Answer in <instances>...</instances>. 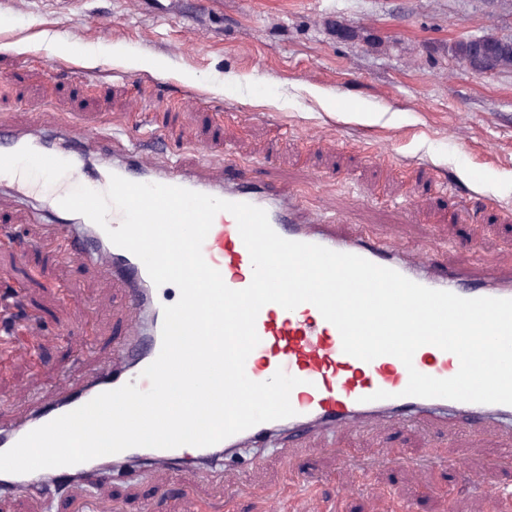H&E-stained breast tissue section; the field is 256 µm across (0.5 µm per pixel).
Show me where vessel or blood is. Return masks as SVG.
<instances>
[{
    "instance_id": "obj_1",
    "label": "vessel or blood",
    "mask_w": 512,
    "mask_h": 512,
    "mask_svg": "<svg viewBox=\"0 0 512 512\" xmlns=\"http://www.w3.org/2000/svg\"><path fill=\"white\" fill-rule=\"evenodd\" d=\"M91 153L98 155L103 163L101 170L93 173L84 166L86 156ZM24 165L47 176L64 170L79 171L81 185L100 192L108 188L111 175L116 174L133 182L175 185L231 202L249 203L263 208L272 228L285 239L356 254L423 286L447 290L464 298H512V278H502L495 269H484L483 287H466L458 268L440 264L434 257L390 249L387 244L367 237L338 234L324 212L307 210L288 190L251 176L229 177L221 160L200 157L186 164L138 141L107 136L95 141L84 124H60L51 114L43 113L32 133L0 121V185L10 201L26 197L22 183L12 179ZM51 209L56 219L52 230L66 240L73 256L97 266L119 285L131 313L130 326L126 339L112 342L107 371L80 385L74 384L68 375H59L58 402L38 409L25 421L1 424V452L30 431L75 410L100 393L131 380L140 389H148L149 382L141 372L158 357L162 347L163 305L155 296V285L143 262L115 246L105 231L85 216L65 211L56 203ZM202 252L228 287L240 290L250 284L251 257L233 215L227 212L216 215ZM255 327L260 342L246 360V374L253 381L263 382L281 369L299 378V385L290 394L294 416L260 423L216 445L195 448L190 457L180 447H136L112 455L113 464L130 460L145 462L153 468L158 485L163 486L176 471L193 466L207 472L250 447L254 453L249 466L226 473L232 483L246 485L266 465L265 455L256 449L258 442L282 433L333 434L369 424L388 425L400 419L410 423L446 416L478 432L492 426L512 430V405L405 395L409 369L440 379L453 377L460 366L453 353L432 345L422 346L415 352L409 368L391 355L362 361L344 352L339 330L310 303L291 311L276 304L265 305ZM379 390L388 392V399L373 400V393ZM100 464V459L95 458L77 465L41 469L34 475L5 473L0 475V487L18 491L35 487L50 495L66 483L98 469ZM317 481V476L303 474L297 480L271 488L270 493L281 500L283 512H317L313 498Z\"/></svg>"
}]
</instances>
